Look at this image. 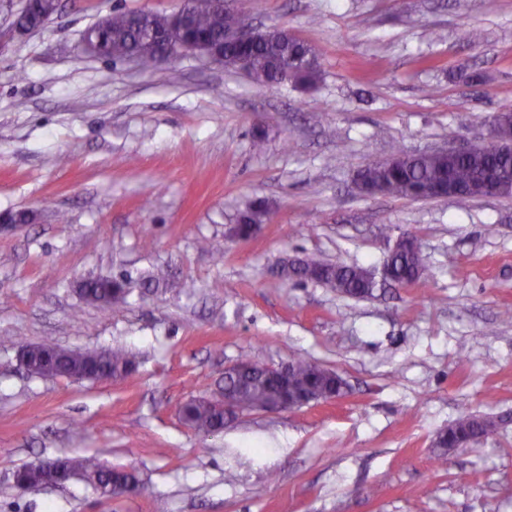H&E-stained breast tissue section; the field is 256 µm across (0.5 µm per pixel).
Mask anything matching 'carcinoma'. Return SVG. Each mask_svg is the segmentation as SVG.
Instances as JSON below:
<instances>
[{"label": "carcinoma", "mask_w": 512, "mask_h": 512, "mask_svg": "<svg viewBox=\"0 0 512 512\" xmlns=\"http://www.w3.org/2000/svg\"><path fill=\"white\" fill-rule=\"evenodd\" d=\"M191 24L194 33L201 38L224 41V32L251 26L250 17L242 11L224 8L220 11L211 6V0H189ZM57 9L55 0H28L26 12L18 18V24L28 30L42 27L45 19ZM155 31L166 33L176 42L185 40L181 31L171 25L169 16L149 10L125 11L118 9L90 29L89 41L98 56L122 60L131 55L140 57L149 68H162L155 56L153 45L144 39V33ZM312 52L303 40L281 31H273L266 37L246 46H224V55L242 58L240 66L252 81L259 84H276L292 80L303 85H312L319 78L320 64H303V58ZM495 173L497 184L502 188L501 196L512 197V155L475 151L464 155H440L427 151L406 153L395 165L380 161H369L357 171V176L369 186H382L386 194L416 198L420 192L444 180L462 188L454 195L456 203L465 208L473 196L464 189L482 183L489 173ZM261 212L256 204L238 217V230L242 236L250 233V224ZM427 271L420 258V247H407L389 256L383 263V279L394 284L420 280ZM299 281H313L337 292L355 298H367L381 288L376 271L359 265L329 263L319 257H308L300 261L295 269ZM123 288V281L98 279L89 284L86 297L97 303L106 300L110 288ZM239 363L249 365L245 373L228 372L224 375V390L239 396L245 406L255 409L270 403L276 396L274 379L260 367L251 365V360ZM62 365L70 371H82L91 366L99 373L113 378L131 374L136 368L132 353L122 347L98 352H70ZM289 381L297 390H313L328 393L337 388L338 380L330 369L304 357L289 361ZM183 422L199 434H218L226 426L224 410L205 397L186 402L181 409ZM478 419L472 414L461 416L448 427V436L454 437L466 430L474 429ZM68 469L82 474L101 494L110 493L109 479L114 468L101 466L94 457L60 458ZM28 487L43 484L44 470L35 465H25L15 471Z\"/></svg>", "instance_id": "carcinoma-1"}]
</instances>
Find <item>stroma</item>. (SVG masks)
Segmentation results:
<instances>
[{
    "instance_id": "1",
    "label": "stroma",
    "mask_w": 512,
    "mask_h": 512,
    "mask_svg": "<svg viewBox=\"0 0 512 512\" xmlns=\"http://www.w3.org/2000/svg\"><path fill=\"white\" fill-rule=\"evenodd\" d=\"M180 3L61 0L12 38L21 0H0V218L28 216L0 230V512H512V199L463 209L355 184L399 149L488 140L486 116L512 111V0H231L313 47L311 88L198 54L152 70L83 49L115 9ZM255 199L259 229L236 238ZM404 233L427 267L412 287L353 299L281 274L309 255L377 268ZM98 277L128 294L88 303L79 285ZM47 339L121 346L138 366L118 381L32 375L18 349ZM293 356L346 394L246 412L215 436L184 424L225 367ZM465 414L494 432L438 459L436 435ZM62 455L135 470L142 490L15 486L16 469Z\"/></svg>"
}]
</instances>
